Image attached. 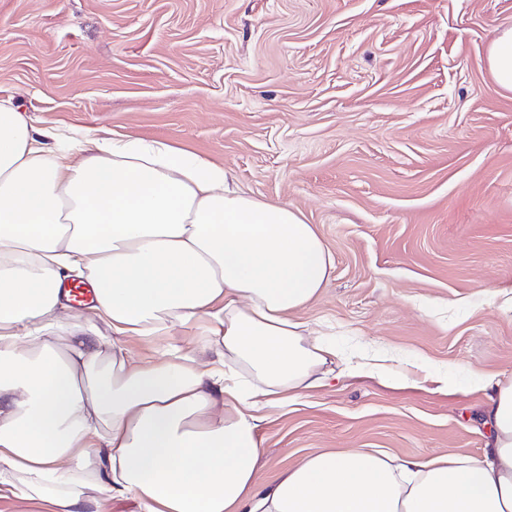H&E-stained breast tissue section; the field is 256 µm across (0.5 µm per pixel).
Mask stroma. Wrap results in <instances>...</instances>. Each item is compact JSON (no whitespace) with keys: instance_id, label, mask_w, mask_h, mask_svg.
Segmentation results:
<instances>
[{"instance_id":"obj_1","label":"stroma","mask_w":512,"mask_h":512,"mask_svg":"<svg viewBox=\"0 0 512 512\" xmlns=\"http://www.w3.org/2000/svg\"><path fill=\"white\" fill-rule=\"evenodd\" d=\"M508 26L512 0H0V97L35 127L207 157L330 249L295 316L334 372L264 410L261 490L320 452L481 455L470 377H512ZM487 60L494 82L512 92V26L497 30L489 44Z\"/></svg>"}]
</instances>
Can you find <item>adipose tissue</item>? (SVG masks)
Listing matches in <instances>:
<instances>
[{
	"mask_svg": "<svg viewBox=\"0 0 512 512\" xmlns=\"http://www.w3.org/2000/svg\"><path fill=\"white\" fill-rule=\"evenodd\" d=\"M487 60L512 92V26ZM81 151L0 99L1 486L55 512L104 486L143 512H512V381L481 375L480 458L322 452L259 494L260 409L323 385L334 355L294 317L330 250L207 158L110 137ZM84 277L106 325L88 334L61 293ZM178 327L206 335L152 359L123 342Z\"/></svg>",
	"mask_w": 512,
	"mask_h": 512,
	"instance_id": "adipose-tissue-1",
	"label": "adipose tissue"
}]
</instances>
